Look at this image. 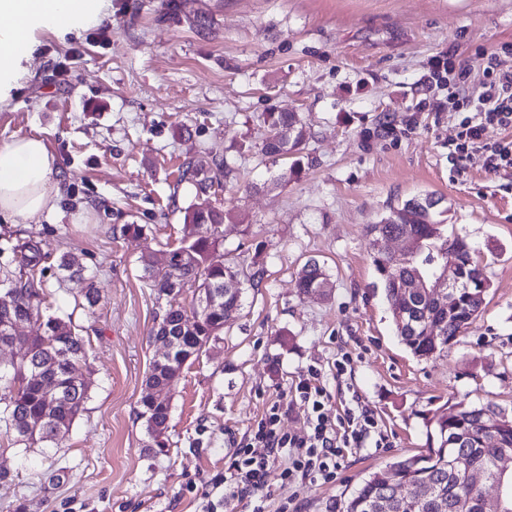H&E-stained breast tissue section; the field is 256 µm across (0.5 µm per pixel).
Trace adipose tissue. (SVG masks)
I'll list each match as a JSON object with an SVG mask.
<instances>
[{
  "label": "adipose tissue",
  "mask_w": 512,
  "mask_h": 512,
  "mask_svg": "<svg viewBox=\"0 0 512 512\" xmlns=\"http://www.w3.org/2000/svg\"><path fill=\"white\" fill-rule=\"evenodd\" d=\"M101 0H0V93L8 91L35 30L94 24ZM56 158L42 138L0 141V215L26 219L52 213L58 200Z\"/></svg>",
  "instance_id": "adipose-tissue-1"
}]
</instances>
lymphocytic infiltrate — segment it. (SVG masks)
Segmentation results:
<instances>
[{"label": "lymphocytic infiltrate", "mask_w": 512, "mask_h": 512, "mask_svg": "<svg viewBox=\"0 0 512 512\" xmlns=\"http://www.w3.org/2000/svg\"><path fill=\"white\" fill-rule=\"evenodd\" d=\"M483 63L488 88L472 104L470 115L462 118L454 152L462 161L479 156L487 172L497 173L512 169V141L490 146L484 144L482 134L488 123L512 129V70L497 69L490 55ZM328 401L318 372H311L297 384L294 395H277L265 417L237 441L229 466L230 480L239 491L257 498L254 512H264L263 504L272 496L266 480L270 464L283 462L281 476L290 482L330 483L336 479L347 449L362 447L370 438L376 447H388L387 436L376 433L377 423L370 410L356 407L335 413ZM297 403L307 408L303 426L282 431L278 426L281 416ZM257 446L262 447V455L254 454Z\"/></svg>", "instance_id": "1"}]
</instances>
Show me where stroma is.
Segmentation results:
<instances>
[{"label": "stroma", "instance_id": "1", "mask_svg": "<svg viewBox=\"0 0 512 512\" xmlns=\"http://www.w3.org/2000/svg\"><path fill=\"white\" fill-rule=\"evenodd\" d=\"M104 0L97 24L33 38L0 139H44L58 159V207L25 220L0 216V263L33 238L49 257L48 311L84 339L85 409L55 448L15 444L0 428V512H198L195 486L224 474L234 442L276 396L317 369L331 410L371 409L386 448L348 452L335 481L298 484L271 464L265 512H339L370 472L435 446L428 418L443 406L493 402L512 411V171L458 170L448 146L459 113L448 94L488 82L481 56L512 69V0ZM448 79L427 86L431 61ZM298 112L308 125L299 174L264 156L257 122ZM225 155L216 192L184 180L187 162ZM437 199L436 221L467 237L491 288L480 317L440 355L419 359L399 341L372 263L369 225L415 196ZM232 209L224 249L242 274L265 270L243 307L171 398L165 447L139 418L157 356L149 333L162 303L140 258L179 244L185 208ZM125 224L145 225L138 237ZM76 254L100 290L58 286L57 260ZM310 260L331 288L301 295ZM349 355L344 373L336 362Z\"/></svg>", "mask_w": 512, "mask_h": 512}]
</instances>
